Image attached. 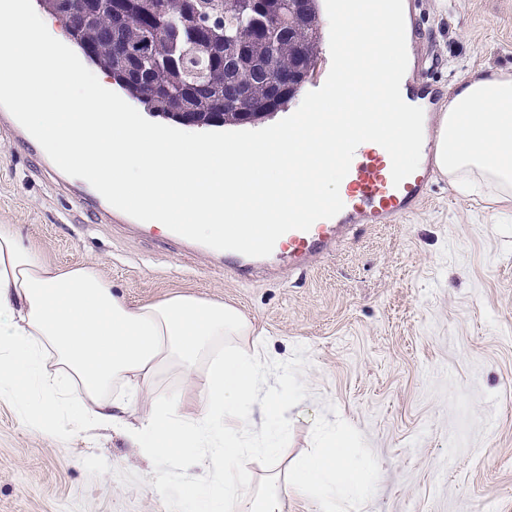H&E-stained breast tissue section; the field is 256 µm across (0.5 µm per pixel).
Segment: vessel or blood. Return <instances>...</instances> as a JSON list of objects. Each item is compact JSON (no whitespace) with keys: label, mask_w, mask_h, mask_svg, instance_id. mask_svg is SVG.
Here are the masks:
<instances>
[{"label":"vessel or blood","mask_w":512,"mask_h":512,"mask_svg":"<svg viewBox=\"0 0 512 512\" xmlns=\"http://www.w3.org/2000/svg\"><path fill=\"white\" fill-rule=\"evenodd\" d=\"M437 120L426 115L418 168L401 183H394L391 158L382 148H357L340 196L344 207L330 219L316 221L309 230H291L276 242L272 255L286 260L289 268L310 266L330 253L345 231L354 225L390 224L414 213L427 199L434 177L431 153Z\"/></svg>","instance_id":"vessel-or-blood-1"}]
</instances>
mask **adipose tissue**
I'll use <instances>...</instances> for the list:
<instances>
[{"label":"adipose tissue","mask_w":512,"mask_h":512,"mask_svg":"<svg viewBox=\"0 0 512 512\" xmlns=\"http://www.w3.org/2000/svg\"><path fill=\"white\" fill-rule=\"evenodd\" d=\"M434 163L467 194L512 201V72L490 69L462 81L437 132ZM265 331L219 301L177 295L132 306L100 265L66 270L0 224V401L35 428L69 439L75 426H108L152 459L181 455L216 466L211 483L182 488L180 512H285L288 495L315 500L319 512L361 497L373 475L345 439L319 448L284 472L244 487L252 458H280L294 394L263 387ZM203 376L194 413L182 387ZM175 377L172 391L161 388ZM261 440L246 444L252 430Z\"/></svg>","instance_id":"1"}]
</instances>
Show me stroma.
Returning a JSON list of instances; mask_svg holds the SVG:
<instances>
[{"mask_svg": "<svg viewBox=\"0 0 512 512\" xmlns=\"http://www.w3.org/2000/svg\"><path fill=\"white\" fill-rule=\"evenodd\" d=\"M404 5L427 111L473 71H512V0ZM82 195L0 128V224L53 265L100 264L128 304L194 295L263 327L266 391L298 390L289 456L343 426L373 463L346 512H512V204L465 197L439 174L416 214L354 227L306 270L278 261L241 278L120 210L98 223ZM204 476L108 429L60 443L0 402V512H179L181 483Z\"/></svg>", "mask_w": 512, "mask_h": 512, "instance_id": "obj_1", "label": "stroma"}]
</instances>
